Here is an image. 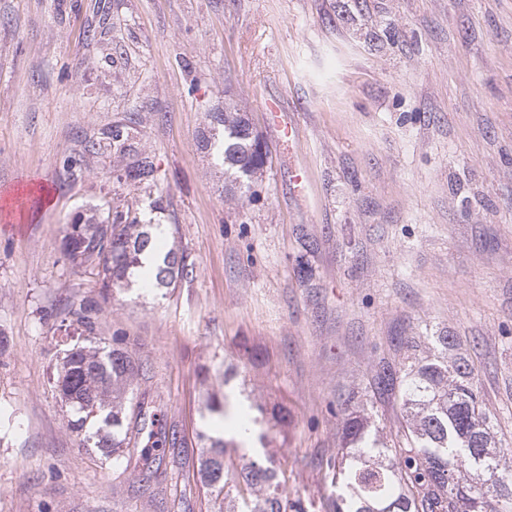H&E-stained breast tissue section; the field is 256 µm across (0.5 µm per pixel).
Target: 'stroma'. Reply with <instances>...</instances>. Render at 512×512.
<instances>
[{
    "label": "stroma",
    "instance_id": "stroma-1",
    "mask_svg": "<svg viewBox=\"0 0 512 512\" xmlns=\"http://www.w3.org/2000/svg\"><path fill=\"white\" fill-rule=\"evenodd\" d=\"M228 102L269 150L241 204L201 142ZM116 125L154 182L123 178ZM112 208L177 240V287L101 301L64 241ZM80 300L145 364L135 393L176 438L162 459L116 470L95 422L69 429L55 381ZM423 336L474 365L512 449V0H0V512H210L207 403L241 386L288 411L256 455L333 512L345 414L395 438L378 376Z\"/></svg>",
    "mask_w": 512,
    "mask_h": 512
}]
</instances>
